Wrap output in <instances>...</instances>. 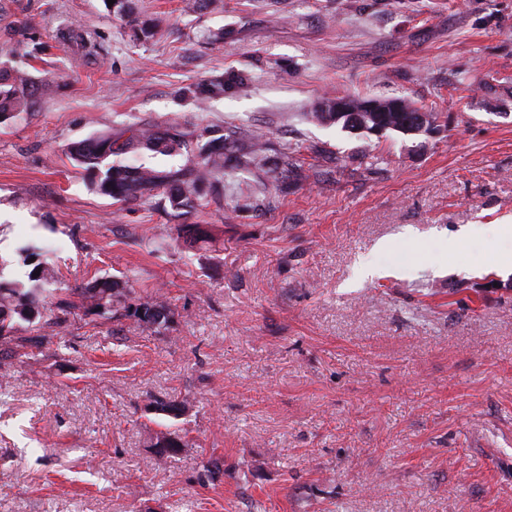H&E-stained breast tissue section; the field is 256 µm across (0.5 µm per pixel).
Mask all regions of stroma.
<instances>
[{
  "label": "stroma",
  "instance_id": "1",
  "mask_svg": "<svg viewBox=\"0 0 512 512\" xmlns=\"http://www.w3.org/2000/svg\"><path fill=\"white\" fill-rule=\"evenodd\" d=\"M0 67L43 83L0 123L11 279L32 242L57 287L111 278L172 316L78 310L0 339V512H512V0H0ZM218 77L223 96L182 97ZM343 94L439 126L310 119ZM133 124L186 145L113 164L182 168L208 129L233 153L261 136L265 165L190 213L118 202L66 148ZM180 224L210 241L178 248ZM173 396L183 415L154 411Z\"/></svg>",
  "mask_w": 512,
  "mask_h": 512
}]
</instances>
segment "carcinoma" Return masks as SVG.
I'll return each instance as SVG.
<instances>
[{"label":"carcinoma","instance_id":"carcinoma-1","mask_svg":"<svg viewBox=\"0 0 512 512\" xmlns=\"http://www.w3.org/2000/svg\"><path fill=\"white\" fill-rule=\"evenodd\" d=\"M36 86L37 81L32 75L18 69L8 72L0 68V121L27 111ZM338 101L347 102L354 109L352 117L370 128L385 127L389 132L408 134L405 122L412 117V113L365 112L363 105L369 99L359 96L327 98L317 111L311 113V117L319 122L344 125L343 121L336 120ZM183 143V136L177 133L140 126L121 144L112 140V135L107 133L74 142L68 147V155L75 166L92 174V188L100 194L123 202L159 195L171 209L180 212H189L201 205V186L217 175H224L227 163H232L234 169H259L264 166L259 141L252 142L246 153L231 159L226 153L222 136L209 137L200 147L196 161L178 170L161 172L143 166H114L107 163L110 157L123 154L131 147L169 154ZM205 236L206 229L200 224H180L177 227V239L188 248ZM26 252L27 257L36 259L37 263L25 283L6 279L7 264L0 263V339L13 336L23 322L57 325L61 317L75 308L68 289L58 293L57 300H47V286L55 283V272L40 259L38 248L31 246ZM35 272L39 276H33ZM80 298V307L95 314L110 312L114 317H133L141 322L143 316L153 313L162 317V325L169 319V310L164 302L127 295L120 290L119 282L112 279L89 282L80 290ZM154 406L177 417L185 409V402L174 398H157ZM153 447L159 449L162 455H170L181 451L185 444L173 432H159Z\"/></svg>","mask_w":512,"mask_h":512}]
</instances>
